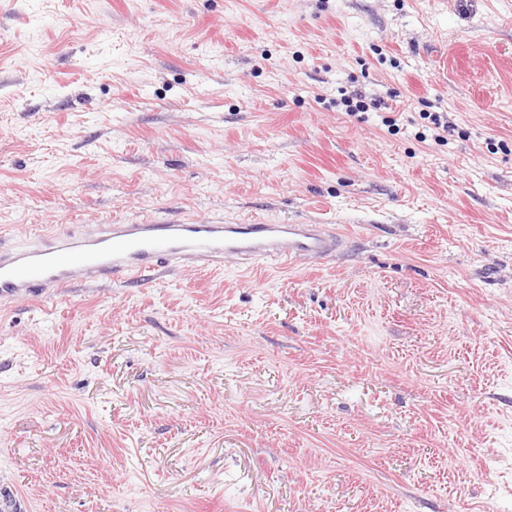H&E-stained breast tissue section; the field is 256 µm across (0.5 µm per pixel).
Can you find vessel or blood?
Here are the masks:
<instances>
[{"label":"vessel or blood","mask_w":512,"mask_h":512,"mask_svg":"<svg viewBox=\"0 0 512 512\" xmlns=\"http://www.w3.org/2000/svg\"><path fill=\"white\" fill-rule=\"evenodd\" d=\"M338 246L320 224H88L76 237L43 233L0 247V299L52 295L81 276L91 282H145L190 265L218 268L235 260L248 271L322 257Z\"/></svg>","instance_id":"vessel-or-blood-1"}]
</instances>
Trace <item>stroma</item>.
Here are the masks:
<instances>
[{
  "label": "stroma",
  "mask_w": 512,
  "mask_h": 512,
  "mask_svg": "<svg viewBox=\"0 0 512 512\" xmlns=\"http://www.w3.org/2000/svg\"><path fill=\"white\" fill-rule=\"evenodd\" d=\"M202 219L340 245L0 301V512H512V0H0V245Z\"/></svg>",
  "instance_id": "stroma-1"
}]
</instances>
